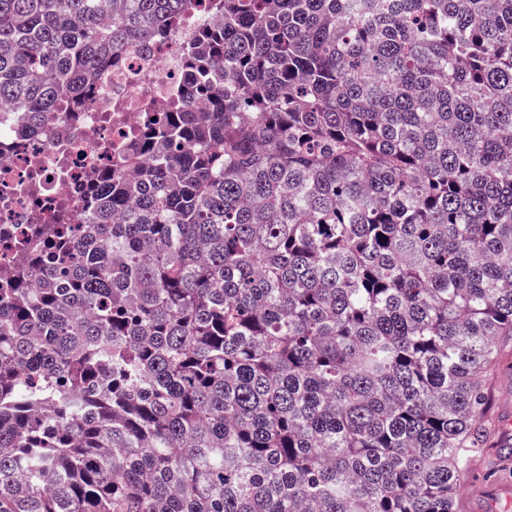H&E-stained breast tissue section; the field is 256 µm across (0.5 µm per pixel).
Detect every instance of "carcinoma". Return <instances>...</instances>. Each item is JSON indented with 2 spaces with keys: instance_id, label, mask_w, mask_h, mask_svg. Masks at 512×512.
I'll list each match as a JSON object with an SVG mask.
<instances>
[{
  "instance_id": "obj_1",
  "label": "carcinoma",
  "mask_w": 512,
  "mask_h": 512,
  "mask_svg": "<svg viewBox=\"0 0 512 512\" xmlns=\"http://www.w3.org/2000/svg\"><path fill=\"white\" fill-rule=\"evenodd\" d=\"M210 2L146 165L0 285V512H459L512 341V0ZM192 6L0 0V104L38 125Z\"/></svg>"
}]
</instances>
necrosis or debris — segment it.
Instances as JSON below:
<instances>
[{"mask_svg":"<svg viewBox=\"0 0 512 512\" xmlns=\"http://www.w3.org/2000/svg\"><path fill=\"white\" fill-rule=\"evenodd\" d=\"M212 10L189 12L164 39L131 43L103 62L78 111L52 112L25 126L16 112L0 114V281L11 274L33 231L66 211L89 221L86 193L96 176L123 166L128 146L185 95L184 53Z\"/></svg>","mask_w":512,"mask_h":512,"instance_id":"necrosis-or-debris-1","label":"necrosis or debris"}]
</instances>
